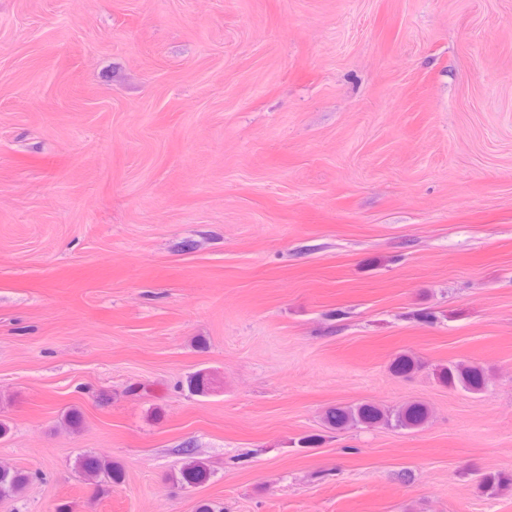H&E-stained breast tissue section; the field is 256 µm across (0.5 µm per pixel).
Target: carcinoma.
I'll return each instance as SVG.
<instances>
[{
	"mask_svg": "<svg viewBox=\"0 0 512 512\" xmlns=\"http://www.w3.org/2000/svg\"><path fill=\"white\" fill-rule=\"evenodd\" d=\"M442 377L450 386H461L472 392H479L485 387V374L476 363H455L443 369ZM429 418V409L421 403H406L395 410L381 409L373 404L358 406H339L327 409L323 414V423L328 429L376 424H393L401 429L413 430L422 427ZM186 460L179 470L177 481L183 486L194 487L207 482L211 471L208 464L195 457L191 448L183 449ZM78 470L92 478L105 482L117 483L122 478L119 469L112 463L94 455H84L77 462ZM30 475L7 465H0V497L19 493L29 481ZM512 485V478L504 473L490 472L482 475L479 485L486 492H494L506 484Z\"/></svg>",
	"mask_w": 512,
	"mask_h": 512,
	"instance_id": "1",
	"label": "carcinoma"
}]
</instances>
